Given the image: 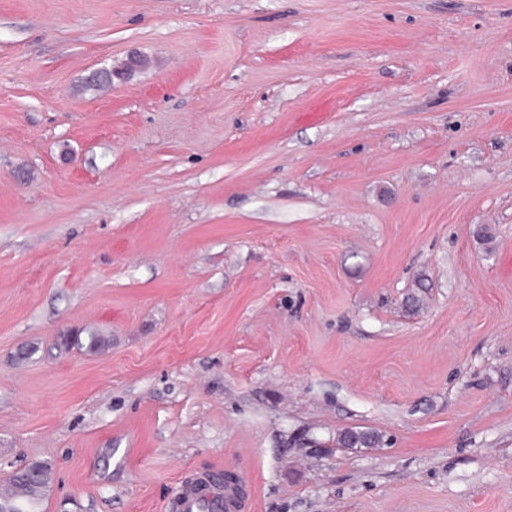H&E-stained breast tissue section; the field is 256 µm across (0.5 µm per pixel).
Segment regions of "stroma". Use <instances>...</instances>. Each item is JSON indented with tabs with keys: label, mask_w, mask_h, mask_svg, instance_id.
<instances>
[{
	"label": "stroma",
	"mask_w": 512,
	"mask_h": 512,
	"mask_svg": "<svg viewBox=\"0 0 512 512\" xmlns=\"http://www.w3.org/2000/svg\"><path fill=\"white\" fill-rule=\"evenodd\" d=\"M32 462L39 512L202 469L512 512V0H0V483ZM380 442V436L369 430L346 429L341 431L337 436L338 446L342 448H372L377 446Z\"/></svg>",
	"instance_id": "stroma-1"
}]
</instances>
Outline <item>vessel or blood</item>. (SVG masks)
I'll use <instances>...</instances> for the list:
<instances>
[{"label": "vessel or blood", "instance_id": "vessel-or-blood-1", "mask_svg": "<svg viewBox=\"0 0 512 512\" xmlns=\"http://www.w3.org/2000/svg\"><path fill=\"white\" fill-rule=\"evenodd\" d=\"M172 508L174 512H242L243 485H217L200 475L182 483Z\"/></svg>", "mask_w": 512, "mask_h": 512}]
</instances>
